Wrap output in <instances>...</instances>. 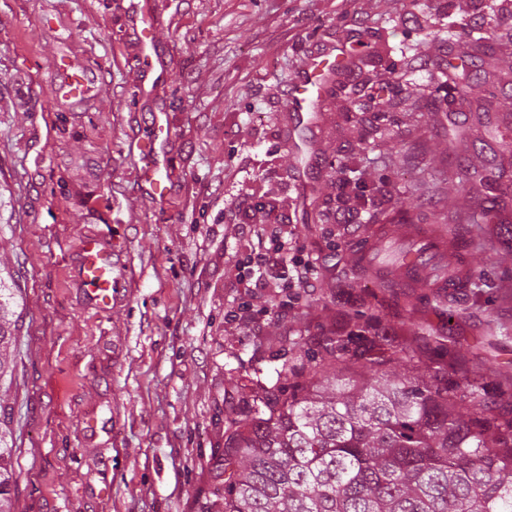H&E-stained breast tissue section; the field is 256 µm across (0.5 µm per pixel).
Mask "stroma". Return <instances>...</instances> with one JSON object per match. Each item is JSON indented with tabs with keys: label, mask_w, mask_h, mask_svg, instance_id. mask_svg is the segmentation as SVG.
Masks as SVG:
<instances>
[{
	"label": "stroma",
	"mask_w": 512,
	"mask_h": 512,
	"mask_svg": "<svg viewBox=\"0 0 512 512\" xmlns=\"http://www.w3.org/2000/svg\"><path fill=\"white\" fill-rule=\"evenodd\" d=\"M0 0V269L15 272L12 412L15 512H202L215 489L213 449L242 418L247 377L274 378L279 355L306 363L329 330L379 319L384 343L444 344L463 367L512 371V250L450 172L447 130L512 138V86L479 124L484 87L448 112L431 94L460 41L479 37L512 71V19L499 0ZM154 22L142 78L132 10ZM361 57L315 124L287 109L309 56ZM88 71L76 103L57 94L58 63ZM165 193H148L138 147L153 123ZM302 129L315 165L300 179L288 148ZM489 139V138H488ZM362 182L363 217L393 218L375 268L368 232L341 240L325 201L341 160ZM249 212H242L243 203ZM444 209L471 283L454 294L381 288L378 267L403 255L409 229ZM276 213L296 224L322 276L309 288L237 285L250 232ZM112 248V303L91 307L81 242ZM250 309L257 321L242 326Z\"/></svg>",
	"instance_id": "obj_1"
}]
</instances>
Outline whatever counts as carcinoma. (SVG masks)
<instances>
[{"label":"carcinoma","mask_w":512,"mask_h":512,"mask_svg":"<svg viewBox=\"0 0 512 512\" xmlns=\"http://www.w3.org/2000/svg\"><path fill=\"white\" fill-rule=\"evenodd\" d=\"M447 99L461 98L455 79L487 83L496 71L491 49L465 42L446 61ZM469 133L454 127L448 150L468 148ZM453 172L476 195L487 187L479 170L500 168L497 157L476 153ZM430 232L457 264L454 230L442 215ZM501 246L512 244V223L491 228ZM7 302L0 300V378L10 365ZM405 355L410 376L391 365ZM309 372L283 360L276 380L256 378L246 414L224 430L212 478L224 492L204 512H512V418L496 413L471 381L448 387L444 368L400 345L390 351L376 337L331 331L309 356ZM11 412L0 405V512H12Z\"/></svg>","instance_id":"cac0c4a2"}]
</instances>
